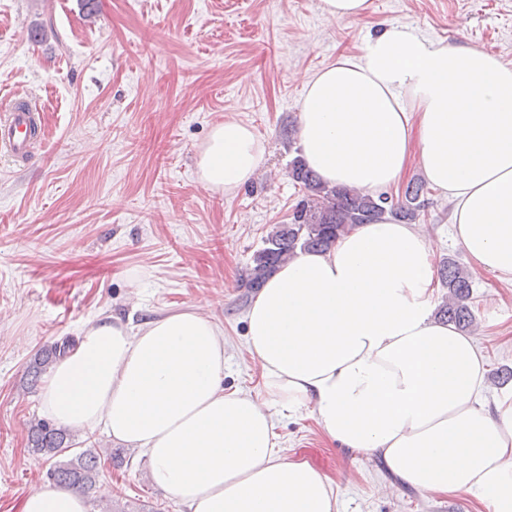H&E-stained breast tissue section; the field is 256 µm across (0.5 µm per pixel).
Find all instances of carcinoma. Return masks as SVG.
Segmentation results:
<instances>
[{
    "label": "carcinoma",
    "mask_w": 512,
    "mask_h": 512,
    "mask_svg": "<svg viewBox=\"0 0 512 512\" xmlns=\"http://www.w3.org/2000/svg\"><path fill=\"white\" fill-rule=\"evenodd\" d=\"M290 178L304 189L289 221L278 224L265 238L264 247L256 252L253 265L243 280V286L259 289L277 266L299 250L323 251L331 247L345 230L357 224H369L384 214L408 224L419 220L425 211L426 184L422 180L406 186L403 196L393 200L387 196L375 198L357 189L330 187L297 156L288 171ZM442 287L448 289V301L437 310L439 317L465 330L473 323L470 306L472 276L452 258L444 259L438 269ZM70 348L68 342L55 343L35 354L28 366V384L34 387L59 355ZM27 440L34 451L56 458L71 453L50 472L57 484L87 496L96 492L101 468V455L95 448L75 451V439L70 430L57 427L44 419H34L27 428Z\"/></svg>",
    "instance_id": "1"
}]
</instances>
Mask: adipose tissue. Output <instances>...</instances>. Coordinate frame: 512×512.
<instances>
[{
  "label": "adipose tissue",
  "instance_id": "1",
  "mask_svg": "<svg viewBox=\"0 0 512 512\" xmlns=\"http://www.w3.org/2000/svg\"><path fill=\"white\" fill-rule=\"evenodd\" d=\"M299 138L323 182L379 195L410 163L452 206L476 270L512 281V61L398 23L303 80ZM265 153L227 118L197 153L202 184L232 193ZM437 269L423 226L383 217L297 254L246 313L259 393L224 386V330L195 310L138 326L86 325L48 374L42 416L142 450L186 512H337L329 477L288 458L275 414L378 459L399 486L512 512V388L486 400L474 336L434 319ZM21 512H88L51 483Z\"/></svg>",
  "mask_w": 512,
  "mask_h": 512
}]
</instances>
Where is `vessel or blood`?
Wrapping results in <instances>:
<instances>
[{"label": "vessel or blood", "mask_w": 512, "mask_h": 512, "mask_svg": "<svg viewBox=\"0 0 512 512\" xmlns=\"http://www.w3.org/2000/svg\"><path fill=\"white\" fill-rule=\"evenodd\" d=\"M34 101L20 100L0 114V154L13 161H27L37 140L44 137L43 115Z\"/></svg>", "instance_id": "1"}]
</instances>
